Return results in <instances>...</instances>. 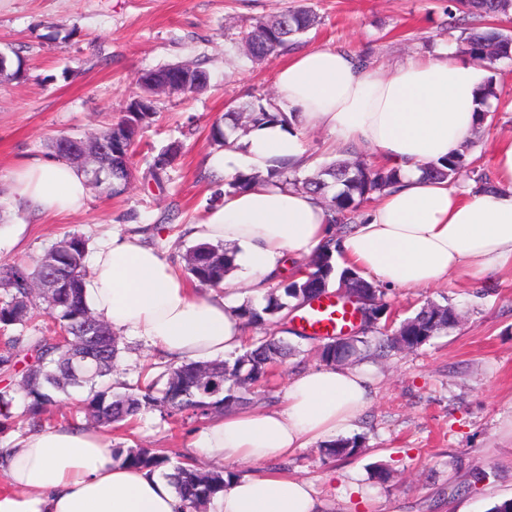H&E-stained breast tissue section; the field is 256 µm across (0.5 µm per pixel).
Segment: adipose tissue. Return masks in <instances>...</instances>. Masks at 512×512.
Here are the masks:
<instances>
[{
    "label": "adipose tissue",
    "mask_w": 512,
    "mask_h": 512,
    "mask_svg": "<svg viewBox=\"0 0 512 512\" xmlns=\"http://www.w3.org/2000/svg\"><path fill=\"white\" fill-rule=\"evenodd\" d=\"M479 72L445 51L391 73L364 67L353 53L316 48L293 53L275 86L301 128L326 129L398 168L387 189L341 241L344 265L388 288H437L450 274L481 278L512 272V134L492 150L494 189L477 193L433 180L424 169L457 150L479 110ZM211 160L220 177L239 158L259 170L278 161L305 165L299 130L269 125ZM14 198L35 215L79 210L84 173L61 158L35 159L12 175ZM201 243L233 245L234 267L249 294H266L286 255L314 252L335 232L320 200L269 179L225 194L190 225ZM88 307L112 330L145 338L180 359L210 361L239 349L245 331L233 299L202 297L139 238L113 234L96 250L85 287ZM372 400L370 380L350 366L294 375L282 407L220 417L194 452L220 461L265 463L348 430ZM0 512H189L168 478L121 466L102 435L73 428L28 434L0 448ZM207 512H319L310 483L272 472L238 477Z\"/></svg>",
    "instance_id": "1"
}]
</instances>
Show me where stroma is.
Masks as SVG:
<instances>
[{
    "mask_svg": "<svg viewBox=\"0 0 512 512\" xmlns=\"http://www.w3.org/2000/svg\"><path fill=\"white\" fill-rule=\"evenodd\" d=\"M303 0H0V52L21 62V72L0 81V267L41 259L63 235L77 233L96 250L118 232L141 237L184 267L193 240L188 225L210 208L202 174L219 149L213 122L228 107L276 99L275 75L284 55L248 58L242 25L293 8ZM320 23L300 49L341 48L369 54L388 71L407 58L444 51L439 24L448 0H304ZM201 64L207 88L195 95L162 94L157 117L136 141L132 176L108 198L89 191L83 208L38 218L20 208L10 174L20 162L51 154L62 136L84 137L117 121L139 76L168 64ZM493 76L500 97L492 120L474 131L475 154L491 167L495 136L512 133V60ZM314 166L337 159L374 162L365 147L337 145L333 134L308 130ZM172 143L180 152L155 183L148 168ZM384 299L394 321L414 316L426 302L453 304L458 325L415 350L354 359L373 386L371 403L346 430L358 438L355 455L327 458L321 443L271 464H236L237 476L277 468L312 483L321 512H491L512 498V274L472 282L453 276L438 288L389 289ZM275 336L295 349L276 367L256 406H278L296 372L320 366L317 343L273 325L247 338ZM115 379L135 385L144 366L164 375L170 365L145 339L119 335ZM205 419L174 424L159 410L141 413L128 428H103L109 445H141L170 456L188 454L208 427ZM390 478L379 482L376 467Z\"/></svg>",
    "mask_w": 512,
    "mask_h": 512,
    "instance_id": "stroma-1",
    "label": "stroma"
}]
</instances>
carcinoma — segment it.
Segmentation results:
<instances>
[{"label":"carcinoma","mask_w":512,"mask_h":512,"mask_svg":"<svg viewBox=\"0 0 512 512\" xmlns=\"http://www.w3.org/2000/svg\"><path fill=\"white\" fill-rule=\"evenodd\" d=\"M466 13L481 19H500L512 16V0H448V38L462 46V52L486 64L490 70L496 64L512 56V33L494 26L470 27L454 36L456 14ZM318 23L317 14L309 7L289 9L272 20L257 21L243 28L240 41L249 55L257 60L278 55L296 46L294 37L309 31ZM179 70L171 64L145 72L155 85L162 86ZM188 78V93L204 90L208 75L201 66L184 71ZM479 125H484L490 115L489 100L499 96L494 77H488L481 88ZM297 113L283 112L272 103L258 98L253 102L233 107L224 113V122L212 125L211 138L220 147L230 145V138L242 131L247 133L256 127L278 124L292 126ZM112 133L118 146L119 157L113 158L114 174H125L131 165L133 145L137 129L119 121L112 125ZM473 141L468 140L460 149L427 166L436 179L453 182L461 176L474 178L479 189L491 187L490 178L471 158ZM178 147L170 144L154 158L153 167L163 170L170 165ZM277 179L293 187L302 186L318 195L325 204L330 223L343 234L348 225L361 218V208L373 202L384 190L396 184L398 170L385 165L366 162L350 163L338 160L322 167L311 176L298 178V170L286 162L270 168L266 176L239 171L223 180L230 191L244 189L263 178ZM341 238L332 237L316 250L306 270L299 269L281 275L265 296V304L256 307L245 303L237 309L244 327L277 324L290 311L309 299L321 294L320 288L333 280L346 283L360 273L353 268L336 270L334 252L339 250ZM57 265L69 273L65 287L45 297L38 284L46 275V266L39 262L31 267L16 263L0 269V329L6 331L15 325L26 324L35 313H43L49 319L46 334L30 346V360L17 369L19 360L14 352L15 340L10 338L0 350V372L20 376L19 388L29 398L28 415L35 427L42 426V416L47 408L57 403V395L70 387L90 386L91 396L83 403L82 413L87 421L99 426L132 424L137 416L154 407L163 408L166 416L177 422L187 416L208 417L244 406L248 396L264 384L272 365L288 356L290 348L271 337L253 340L247 351L233 361H187L170 369L163 387L149 370H144L131 392H117L105 378L112 374L120 348L119 342L105 324L96 321L86 304L83 288L87 278L85 257L87 240L79 234H68L51 248ZM232 270L231 257L224 245L199 243L186 254L185 273L202 288H218ZM372 287L368 292L371 309L385 314L384 291L373 281H365ZM458 313L451 304L430 302L412 317L402 321L392 331V338L385 344L371 346L368 334L379 330L373 326L353 339V343L335 349L327 345L317 346L321 361L327 364L341 363L363 354L381 355L385 351L416 349L434 335L455 327ZM68 333L74 349L90 347L93 360L79 371H72L67 349L58 346L56 334ZM360 443L356 439H337L327 445L326 455L348 456L356 452ZM112 457L123 466L155 472L173 471L180 494L188 501L192 512H200L208 502L224 491L235 478L231 471H215L202 467L191 457L177 460L157 453L154 449L135 447L112 449Z\"/></svg>","instance_id":"carcinoma-1"}]
</instances>
